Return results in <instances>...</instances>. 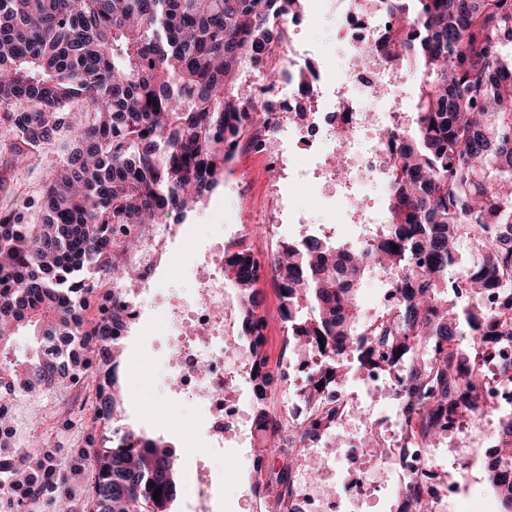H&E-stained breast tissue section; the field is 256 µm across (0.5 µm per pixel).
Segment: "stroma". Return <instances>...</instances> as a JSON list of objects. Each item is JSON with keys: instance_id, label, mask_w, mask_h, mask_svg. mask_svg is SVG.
<instances>
[{"instance_id": "stroma-1", "label": "stroma", "mask_w": 512, "mask_h": 512, "mask_svg": "<svg viewBox=\"0 0 512 512\" xmlns=\"http://www.w3.org/2000/svg\"><path fill=\"white\" fill-rule=\"evenodd\" d=\"M342 18L341 10H327L304 22L302 30L303 38L316 47L318 59L336 68L346 63L343 46L337 38ZM68 148L67 138H60L43 150L37 164L16 168L12 194L0 192V209L36 196L48 182L51 168ZM235 162L258 171L247 189L256 213L239 211L238 187L232 175H225L223 185L168 234L165 256L142 283L136 297L145 317H153L157 299L173 303L188 297L196 286L194 267L220 235L223 225L239 221L251 224V245L263 250L303 236L305 227L298 224L297 218L315 214L322 198L320 183H293L285 170L280 171L277 179H270L262 160L246 150L239 151ZM275 192L281 198V221L262 223L259 211ZM170 342L163 328L146 331L140 322L128 324L121 371L130 375L131 381L120 386L122 421L148 434L164 437L178 452L180 486L173 512H187L186 496L192 480L189 455L193 452L205 455L214 472L217 486L212 503L214 512H250L254 446L228 443L221 448L213 447L195 406L180 400L169 387ZM101 379V374L90 373L67 392L47 390L34 401L41 420L38 432L44 449L51 454L48 464L60 472L59 484L68 488V496L49 488L33 500L15 495L0 497V512H90L91 469L82 465L79 452L102 437V426L94 422Z\"/></svg>"}]
</instances>
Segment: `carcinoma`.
Here are the masks:
<instances>
[{"label":"carcinoma","mask_w":512,"mask_h":512,"mask_svg":"<svg viewBox=\"0 0 512 512\" xmlns=\"http://www.w3.org/2000/svg\"><path fill=\"white\" fill-rule=\"evenodd\" d=\"M306 0H0V112L11 133L10 163L25 165L65 133L72 144L39 200L0 210V405L13 383L31 393L73 382V349L97 345L107 368L98 418L112 427L96 450L93 512H171L178 458L161 437L118 425L115 389L122 346L109 326L84 328L82 312L109 275L112 323L131 301L123 260L141 249L135 229L178 223L222 183L244 140L243 121L268 129L275 117L245 83L281 40L272 18ZM391 19L370 57L413 76L414 108L385 177L387 219L359 246L309 234L283 243L272 262L280 318L293 349L315 350L320 378L305 396L317 417L288 427V443L336 434V387L362 371L369 343L379 370L396 373L401 431L431 448L439 415L453 407L494 413L481 384L484 345L512 341V0H367ZM38 203L43 223L21 210ZM472 258L461 264L458 245ZM398 250H393V246ZM376 278L388 292L380 310L359 302ZM224 280L243 300L245 354L255 365L253 400L262 407L265 321L249 245L224 246ZM501 290L488 309L482 297ZM33 329L29 357L15 361L16 331ZM492 376L512 385V357ZM486 466V491L512 512V415ZM283 433L256 441L257 462ZM296 470L269 469L262 487L275 512H292ZM161 493H155L156 489ZM158 498H153V495Z\"/></svg>","instance_id":"carcinoma-1"}]
</instances>
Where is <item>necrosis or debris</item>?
I'll return each mask as SVG.
<instances>
[{
  "instance_id": "1",
  "label": "necrosis or debris",
  "mask_w": 512,
  "mask_h": 512,
  "mask_svg": "<svg viewBox=\"0 0 512 512\" xmlns=\"http://www.w3.org/2000/svg\"><path fill=\"white\" fill-rule=\"evenodd\" d=\"M345 20L339 31L349 54L368 53L387 21L367 14L362 0H345ZM274 27L283 29L285 40L280 54L270 67L279 75V84L268 100L289 135L314 131L311 145L317 156L316 171L325 182L340 185L345 193L363 190L362 173L382 177L396 143L385 131L396 110L364 112L360 100L375 99L378 89L388 91L405 85L406 79L386 65L361 69L345 65L334 73L330 65L315 67L310 48L299 39L301 28L296 16H277ZM306 92L314 106L306 112L287 109V101ZM197 287L193 297L179 313L169 315L168 330L176 338L170 351L174 369L172 391L181 399L198 404L208 418V431L217 445L226 440L253 438L255 418L246 401L238 396L240 378L250 370L245 359H231L224 345L236 341L238 305L224 286V244L216 242L195 269ZM206 372H198L199 364ZM318 360L295 351L283 352L278 364L264 372L272 386L288 382L293 392L287 401L269 410L271 423L279 426L302 422L309 414L303 392ZM336 429L343 435L342 446L327 458L317 471L300 467L291 493L295 512H370L369 501L375 492L392 480L393 492L405 497L421 490L436 503V512H445L451 496L467 490V483H446L440 479L442 453L439 448H414L400 433V415H368L365 421L350 424L353 407L344 390L336 392ZM445 438L460 460L463 474H471L478 464L479 449L495 431L494 418L477 414L471 417L448 412L443 417ZM383 439L382 455L368 446L369 435ZM349 463L352 474L335 494L325 488L326 471L336 462Z\"/></svg>"
}]
</instances>
